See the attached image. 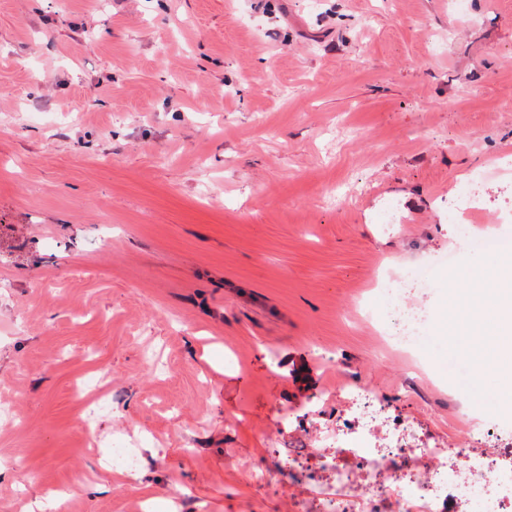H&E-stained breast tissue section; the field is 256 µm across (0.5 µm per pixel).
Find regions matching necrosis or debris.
Here are the masks:
<instances>
[{
    "label": "necrosis or debris",
    "mask_w": 512,
    "mask_h": 512,
    "mask_svg": "<svg viewBox=\"0 0 512 512\" xmlns=\"http://www.w3.org/2000/svg\"><path fill=\"white\" fill-rule=\"evenodd\" d=\"M429 288L420 281L401 289L400 305L391 323L389 341L410 350L429 314L417 298ZM346 401L332 424L316 428L306 450L277 451L272 472L253 474L258 485L280 483L301 474L318 486L314 503L296 501L291 512H382L394 499L400 512H473L485 502L486 512H512V496L500 494L512 483V466L494 455L475 454L476 444L489 440L490 430L465 417L453 445L418 446L416 432L395 416L383 413L375 392L365 385L339 383L325 387L321 404ZM435 462L420 471L422 458ZM365 484H358L357 474Z\"/></svg>",
    "instance_id": "necrosis-or-debris-1"
}]
</instances>
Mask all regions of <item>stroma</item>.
I'll list each match as a JSON object with an SVG mask.
<instances>
[{
	"mask_svg": "<svg viewBox=\"0 0 512 512\" xmlns=\"http://www.w3.org/2000/svg\"><path fill=\"white\" fill-rule=\"evenodd\" d=\"M507 153L512 0H0V512H290L308 480L250 474L334 377L424 440L512 434L448 345ZM388 267L434 282L409 357Z\"/></svg>",
	"mask_w": 512,
	"mask_h": 512,
	"instance_id": "stroma-1",
	"label": "stroma"
}]
</instances>
